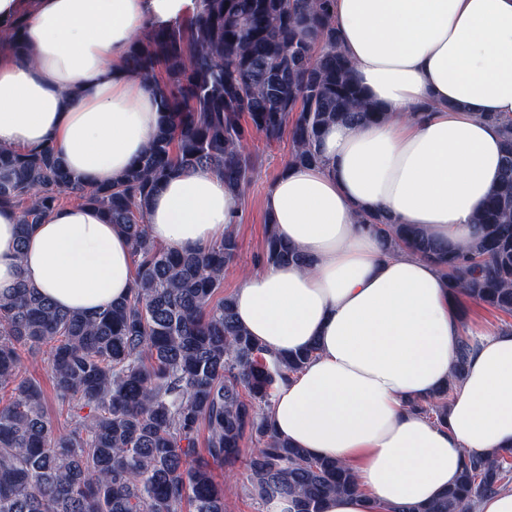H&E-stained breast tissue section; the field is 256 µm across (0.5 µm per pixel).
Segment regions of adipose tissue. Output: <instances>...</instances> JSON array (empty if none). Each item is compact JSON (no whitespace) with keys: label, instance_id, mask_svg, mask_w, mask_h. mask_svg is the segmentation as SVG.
I'll use <instances>...</instances> for the list:
<instances>
[{"label":"adipose tissue","instance_id":"ef3b65f1","mask_svg":"<svg viewBox=\"0 0 512 512\" xmlns=\"http://www.w3.org/2000/svg\"><path fill=\"white\" fill-rule=\"evenodd\" d=\"M197 0H0V25L26 14L25 48L0 50V147L54 145L84 184L112 182L147 149L158 99L124 62L144 26L166 27ZM338 46L357 84L387 112L379 124H334L320 160L284 165L264 207L310 266L242 278L238 322L269 352L319 350L280 383V438L349 463L358 490L326 512H389L430 503L465 460L512 451V331L467 334L459 299L429 259L390 252L361 223L382 213L457 247L501 172L512 119V0H334ZM240 196L196 168L152 198L151 238L197 251L236 224ZM0 207V290L26 279L59 307L92 312L133 286L130 240L93 205L56 209L19 243ZM471 352L446 425L414 411Z\"/></svg>","mask_w":512,"mask_h":512}]
</instances>
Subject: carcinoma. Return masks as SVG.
Returning <instances> with one entry per match:
<instances>
[{"label": "carcinoma", "instance_id": "carcinoma-1", "mask_svg": "<svg viewBox=\"0 0 512 512\" xmlns=\"http://www.w3.org/2000/svg\"><path fill=\"white\" fill-rule=\"evenodd\" d=\"M24 36L19 20L0 34V48L21 46ZM126 64L152 83L160 119L148 150L112 183L86 188L50 144L0 149V206L19 212V247L69 195L121 226L134 256L130 296L95 313L61 309L23 278L0 292V393L9 394L0 397V512H224L214 467L240 460L246 488L263 504L325 512L331 496L356 491L354 471L276 437L269 415L279 382L316 357L318 345L268 352L238 323L232 298L217 297L238 250L234 233L203 250L173 251L149 237L147 209L169 179L196 166L243 192L255 169L254 137H288V162L309 165L328 126L375 123L386 113L336 46L331 0H199L180 24L144 28ZM503 134L500 180L468 244L450 248L381 214L362 221L393 249L432 260L457 296L512 316V121ZM263 258L305 263L270 224ZM44 345L62 424L22 372L23 353ZM470 351L464 336L450 381L415 410L447 422ZM247 437L257 448L243 458ZM510 457L470 461L433 505L391 512H471L508 487Z\"/></svg>", "mask_w": 512, "mask_h": 512}]
</instances>
